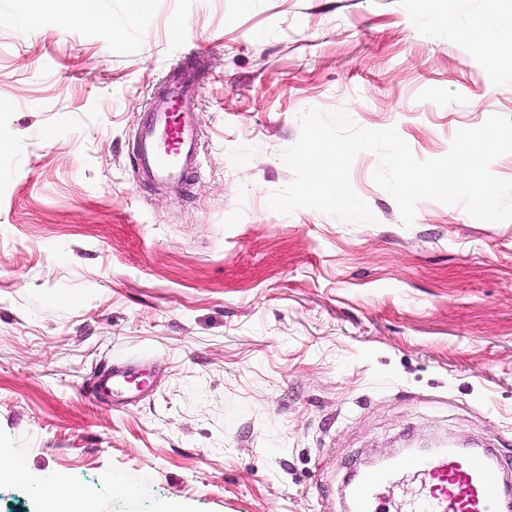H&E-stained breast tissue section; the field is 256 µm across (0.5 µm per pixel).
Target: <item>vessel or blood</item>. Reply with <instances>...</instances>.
<instances>
[{"instance_id": "vessel-or-blood-1", "label": "vessel or blood", "mask_w": 512, "mask_h": 512, "mask_svg": "<svg viewBox=\"0 0 512 512\" xmlns=\"http://www.w3.org/2000/svg\"><path fill=\"white\" fill-rule=\"evenodd\" d=\"M194 82L192 72L181 70L165 96L150 103L135 155L138 172L149 181L178 186L200 169L201 120L182 106ZM139 374L135 362L111 363L98 371L88 391L108 399ZM496 458L490 448L463 453L451 446L426 457L402 455L388 467L359 475L353 512H379L380 504L405 483L418 488L417 500L405 512H503L504 481Z\"/></svg>"}]
</instances>
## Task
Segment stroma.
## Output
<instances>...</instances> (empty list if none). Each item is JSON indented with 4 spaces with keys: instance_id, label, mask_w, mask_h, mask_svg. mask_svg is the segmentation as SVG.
Returning a JSON list of instances; mask_svg holds the SVG:
<instances>
[{
    "instance_id": "35a3bbf8",
    "label": "stroma",
    "mask_w": 512,
    "mask_h": 512,
    "mask_svg": "<svg viewBox=\"0 0 512 512\" xmlns=\"http://www.w3.org/2000/svg\"><path fill=\"white\" fill-rule=\"evenodd\" d=\"M88 8L98 26L76 20ZM0 0V512H345L349 473L407 440L512 464V220L421 201L404 226L270 210L304 110L396 128L416 158L512 118V0ZM123 24L114 32L113 21ZM184 21L175 33L176 21ZM203 57H193L199 45ZM202 170L142 179L135 133L181 67ZM140 359L151 388L85 387Z\"/></svg>"
}]
</instances>
